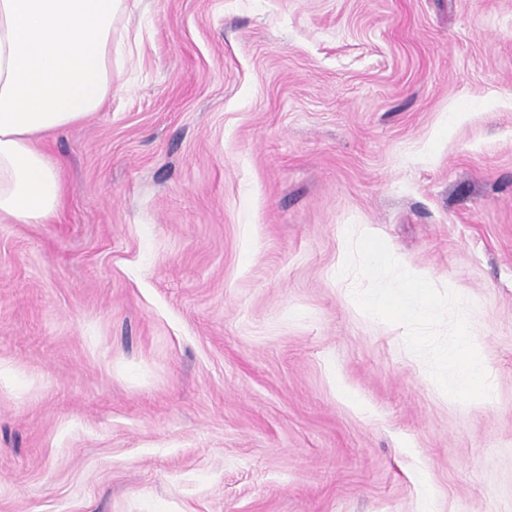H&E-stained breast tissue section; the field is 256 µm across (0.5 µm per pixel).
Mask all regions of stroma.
<instances>
[{"mask_svg":"<svg viewBox=\"0 0 512 512\" xmlns=\"http://www.w3.org/2000/svg\"><path fill=\"white\" fill-rule=\"evenodd\" d=\"M112 75L0 222V512H512V0H125ZM350 230L465 299L491 399Z\"/></svg>","mask_w":512,"mask_h":512,"instance_id":"35a3bbf8","label":"stroma"}]
</instances>
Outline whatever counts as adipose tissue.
Instances as JSON below:
<instances>
[{
  "mask_svg": "<svg viewBox=\"0 0 512 512\" xmlns=\"http://www.w3.org/2000/svg\"><path fill=\"white\" fill-rule=\"evenodd\" d=\"M123 0H0V220L39 224L64 183L38 140L84 120L112 92Z\"/></svg>",
  "mask_w": 512,
  "mask_h": 512,
  "instance_id": "adipose-tissue-1",
  "label": "adipose tissue"
}]
</instances>
